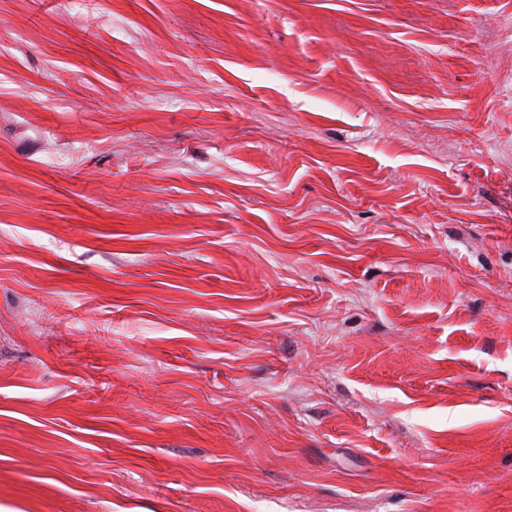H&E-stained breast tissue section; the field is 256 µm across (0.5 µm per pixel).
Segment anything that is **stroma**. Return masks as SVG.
Returning a JSON list of instances; mask_svg holds the SVG:
<instances>
[{"label": "stroma", "mask_w": 512, "mask_h": 512, "mask_svg": "<svg viewBox=\"0 0 512 512\" xmlns=\"http://www.w3.org/2000/svg\"><path fill=\"white\" fill-rule=\"evenodd\" d=\"M0 512H512V0H0Z\"/></svg>", "instance_id": "1"}]
</instances>
